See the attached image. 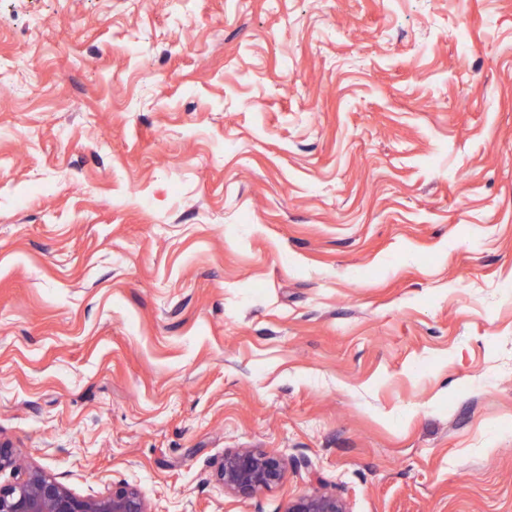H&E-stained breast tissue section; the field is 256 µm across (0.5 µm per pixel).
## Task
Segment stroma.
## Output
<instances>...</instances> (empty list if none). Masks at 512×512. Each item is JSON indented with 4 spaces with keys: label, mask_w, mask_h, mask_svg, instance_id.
I'll return each instance as SVG.
<instances>
[{
    "label": "stroma",
    "mask_w": 512,
    "mask_h": 512,
    "mask_svg": "<svg viewBox=\"0 0 512 512\" xmlns=\"http://www.w3.org/2000/svg\"><path fill=\"white\" fill-rule=\"evenodd\" d=\"M0 439L149 512H512V0H0ZM286 462L280 456L259 448H234L224 452L218 478L224 491L250 499L280 484ZM285 512H350L346 500L338 494L312 492L288 501Z\"/></svg>",
    "instance_id": "obj_1"
}]
</instances>
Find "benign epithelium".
<instances>
[{"label": "benign epithelium", "instance_id": "obj_1", "mask_svg": "<svg viewBox=\"0 0 512 512\" xmlns=\"http://www.w3.org/2000/svg\"><path fill=\"white\" fill-rule=\"evenodd\" d=\"M11 468L13 481L0 485V512H148L139 489L128 483L112 487L98 498H82L56 478L37 469L14 465L12 445L0 440V471ZM286 462L259 448H234L224 452L218 478L224 492L250 499L280 484ZM285 512H350L338 494L312 492L288 501Z\"/></svg>", "mask_w": 512, "mask_h": 512}]
</instances>
